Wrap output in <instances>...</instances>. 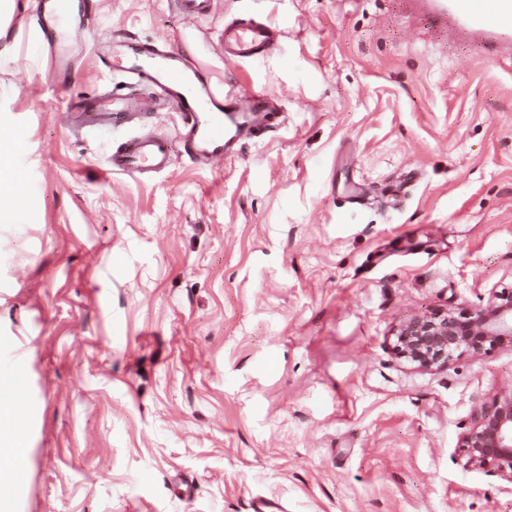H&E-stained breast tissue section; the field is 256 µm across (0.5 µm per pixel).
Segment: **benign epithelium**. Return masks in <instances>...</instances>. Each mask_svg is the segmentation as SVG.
I'll use <instances>...</instances> for the list:
<instances>
[{"mask_svg":"<svg viewBox=\"0 0 512 512\" xmlns=\"http://www.w3.org/2000/svg\"><path fill=\"white\" fill-rule=\"evenodd\" d=\"M512 347V290L493 294L476 310L440 309L395 329L394 352L420 371L448 366L455 354ZM466 464L489 467L512 482V393L495 395L474 414L459 442Z\"/></svg>","mask_w":512,"mask_h":512,"instance_id":"obj_1","label":"benign epithelium"}]
</instances>
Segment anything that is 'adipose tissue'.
<instances>
[{
  "label": "adipose tissue",
  "mask_w": 512,
  "mask_h": 512,
  "mask_svg": "<svg viewBox=\"0 0 512 512\" xmlns=\"http://www.w3.org/2000/svg\"><path fill=\"white\" fill-rule=\"evenodd\" d=\"M21 367L0 373V512H12L25 478L24 412L12 401L11 388L22 379Z\"/></svg>",
  "instance_id": "1"
}]
</instances>
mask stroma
I'll return each mask as SVG.
<instances>
[{"mask_svg":"<svg viewBox=\"0 0 512 512\" xmlns=\"http://www.w3.org/2000/svg\"><path fill=\"white\" fill-rule=\"evenodd\" d=\"M15 0L0 30V176L36 195L0 223V367L22 365L18 512H512L466 465L512 347L421 372L393 352L420 313L512 289V64L403 0H95L51 71ZM263 12L276 53L213 51ZM166 39L214 87L281 119L223 166L179 157L137 182L123 131L70 103L124 81L95 48ZM168 3L186 20H195L211 14L216 0H168Z\"/></svg>","mask_w":512,"mask_h":512,"instance_id":"35a3bbf8","label":"stroma"}]
</instances>
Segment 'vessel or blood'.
Here are the masks:
<instances>
[{
    "label": "vessel or blood",
    "mask_w": 512,
    "mask_h": 512,
    "mask_svg": "<svg viewBox=\"0 0 512 512\" xmlns=\"http://www.w3.org/2000/svg\"><path fill=\"white\" fill-rule=\"evenodd\" d=\"M187 20L211 14L216 0H169ZM438 25L470 39L495 57L512 62V0H419ZM91 22L86 0H41L31 26L40 30L52 50V64L67 71L70 58L58 52L60 34L79 38ZM283 33L260 14L234 19L224 26L217 53L231 63L256 61L279 50ZM102 59H116L126 77L122 91L84 102L69 110L74 129L119 130L154 112L177 114L176 138L149 133L128 135L113 147L108 163L113 172L142 180L167 171L175 146L194 163L218 166L233 154L245 132L269 126L272 102L252 93L219 94L167 43L127 38L101 50Z\"/></svg>",
    "instance_id": "1"
}]
</instances>
